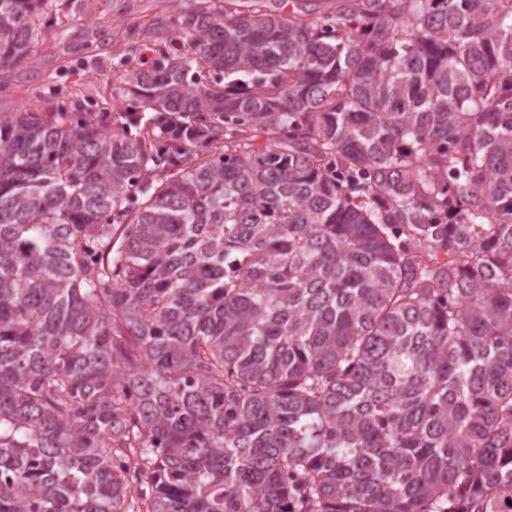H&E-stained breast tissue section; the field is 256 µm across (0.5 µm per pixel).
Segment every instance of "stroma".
Masks as SVG:
<instances>
[{
    "label": "stroma",
    "instance_id": "1",
    "mask_svg": "<svg viewBox=\"0 0 512 512\" xmlns=\"http://www.w3.org/2000/svg\"><path fill=\"white\" fill-rule=\"evenodd\" d=\"M195 0H84L82 19L61 16L46 28L31 63L12 69L0 90V113L51 111L55 94L99 115L118 112L123 103L111 99L113 84L126 68L152 60L157 48L147 30L169 25L189 14ZM143 33L140 51L130 54L128 31Z\"/></svg>",
    "mask_w": 512,
    "mask_h": 512
}]
</instances>
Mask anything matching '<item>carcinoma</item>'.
Instances as JSON below:
<instances>
[{"mask_svg": "<svg viewBox=\"0 0 512 512\" xmlns=\"http://www.w3.org/2000/svg\"><path fill=\"white\" fill-rule=\"evenodd\" d=\"M279 2L0 114V512H512V0Z\"/></svg>", "mask_w": 512, "mask_h": 512, "instance_id": "cac0c4a2", "label": "carcinoma"}]
</instances>
